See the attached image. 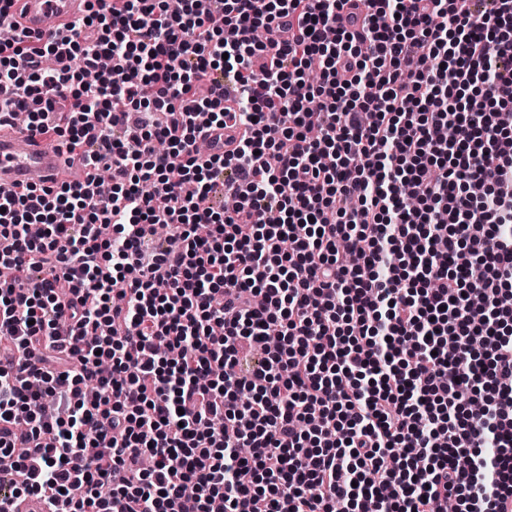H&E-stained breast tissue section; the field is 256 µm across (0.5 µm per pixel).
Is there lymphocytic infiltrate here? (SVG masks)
Returning <instances> with one entry per match:
<instances>
[{
  "mask_svg": "<svg viewBox=\"0 0 512 512\" xmlns=\"http://www.w3.org/2000/svg\"><path fill=\"white\" fill-rule=\"evenodd\" d=\"M367 2L0 43V122L92 167L0 195V512H512V0ZM231 129L225 128H209L205 129L203 135L212 154H228L235 150L237 139L235 142L228 141L227 137L233 135Z\"/></svg>",
  "mask_w": 512,
  "mask_h": 512,
  "instance_id": "f902f5d3",
  "label": "lymphocytic infiltrate"
}]
</instances>
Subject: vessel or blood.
<instances>
[{
	"mask_svg": "<svg viewBox=\"0 0 512 512\" xmlns=\"http://www.w3.org/2000/svg\"><path fill=\"white\" fill-rule=\"evenodd\" d=\"M87 0H16L11 13L20 29L37 35L61 34L85 13ZM203 135L210 153L235 150L225 128H209ZM81 159H70L63 149L47 144L38 129L24 125L0 126V191L13 193L32 185L54 186L85 181Z\"/></svg>",
	"mask_w": 512,
	"mask_h": 512,
	"instance_id": "obj_1",
	"label": "vessel or blood"
}]
</instances>
